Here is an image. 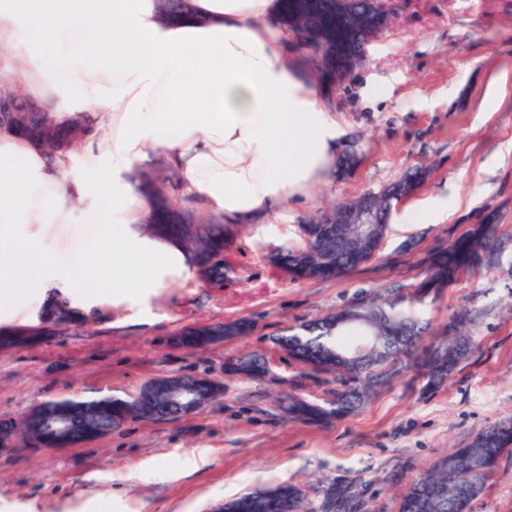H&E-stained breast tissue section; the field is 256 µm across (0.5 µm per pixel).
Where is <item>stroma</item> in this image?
Wrapping results in <instances>:
<instances>
[{
    "instance_id": "35a3bbf8",
    "label": "stroma",
    "mask_w": 512,
    "mask_h": 512,
    "mask_svg": "<svg viewBox=\"0 0 512 512\" xmlns=\"http://www.w3.org/2000/svg\"><path fill=\"white\" fill-rule=\"evenodd\" d=\"M383 100L368 97L372 86ZM342 130L349 171L289 205L265 232L241 229L222 286L193 279L139 310L112 306L39 344L0 350V416L21 419L56 397L135 393L160 375L210 377L224 397L172 422L132 421L95 443L0 452V512H213L277 483L317 512L327 488L352 487L371 512H397L405 489L433 462L488 427L512 423V0H399L390 28L344 88L326 99ZM426 168L394 208L377 255L336 281H293L267 256L300 245L298 227L326 208L377 193ZM438 203L440 219L398 230L408 206ZM496 225L491 261L426 293L433 254L476 224ZM414 294L427 340L468 313L471 352L441 387L402 371L358 412L325 425L288 418L290 393L315 403L337 387L302 373L275 343L284 328L367 301ZM251 321L248 335L196 350L186 328ZM267 357L266 377L228 374L227 359ZM470 512H512V454L501 457Z\"/></svg>"
}]
</instances>
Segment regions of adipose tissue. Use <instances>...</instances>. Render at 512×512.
<instances>
[{
	"mask_svg": "<svg viewBox=\"0 0 512 512\" xmlns=\"http://www.w3.org/2000/svg\"><path fill=\"white\" fill-rule=\"evenodd\" d=\"M188 2L174 22L157 0H0V94L95 120L52 155L0 128L1 327L55 295L132 308L193 278L183 243L146 231L137 172H175L174 198L231 225L270 223L336 173L326 77L299 66L279 0Z\"/></svg>",
	"mask_w": 512,
	"mask_h": 512,
	"instance_id": "ef3b65f1",
	"label": "adipose tissue"
}]
</instances>
